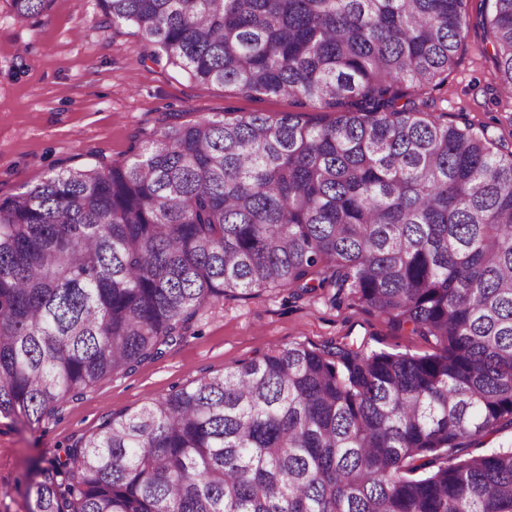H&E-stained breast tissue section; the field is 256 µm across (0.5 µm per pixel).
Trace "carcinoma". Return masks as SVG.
<instances>
[{
    "instance_id": "obj_1",
    "label": "carcinoma",
    "mask_w": 512,
    "mask_h": 512,
    "mask_svg": "<svg viewBox=\"0 0 512 512\" xmlns=\"http://www.w3.org/2000/svg\"><path fill=\"white\" fill-rule=\"evenodd\" d=\"M473 0H101L187 79L298 112L165 124L0 198V415L161 358L229 293L346 292L434 344L279 347L105 421L31 512H512V149L429 112ZM52 0H10L30 19ZM512 92V0H480ZM511 441L512 427L504 425L497 432L489 434L476 442L468 443L463 448H458L456 455L463 458L464 456L484 454L487 451L498 448L499 445H509Z\"/></svg>"
}]
</instances>
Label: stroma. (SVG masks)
<instances>
[{
	"label": "stroma",
	"instance_id": "stroma-1",
	"mask_svg": "<svg viewBox=\"0 0 512 512\" xmlns=\"http://www.w3.org/2000/svg\"><path fill=\"white\" fill-rule=\"evenodd\" d=\"M143 51L134 28L107 21L99 0H53L43 15L25 20L0 0L1 197L101 155L124 161L136 138L166 122L225 112L276 117L296 109L285 96L250 98L229 86L190 81L162 63H140ZM494 71L486 34L471 21L458 64L427 96L445 120L488 125L512 143V95L488 91ZM350 340L377 351L434 350L351 297L295 298L279 288L226 295L202 310L163 357L102 380L39 425L1 416L0 512H29L33 464L63 455L105 420L272 348Z\"/></svg>",
	"mask_w": 512,
	"mask_h": 512
}]
</instances>
